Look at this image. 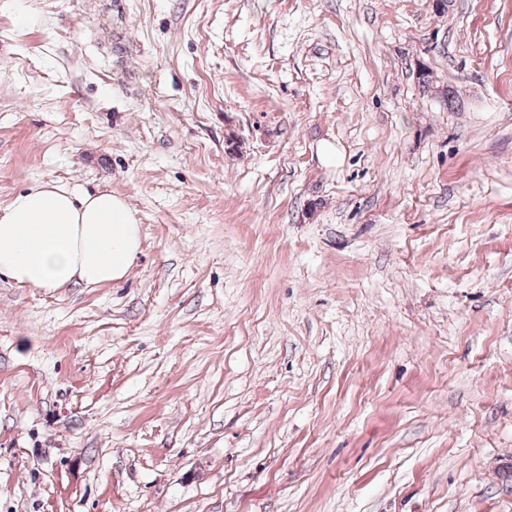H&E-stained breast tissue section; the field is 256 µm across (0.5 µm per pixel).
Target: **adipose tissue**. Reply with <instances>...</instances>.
Returning a JSON list of instances; mask_svg holds the SVG:
<instances>
[{
    "label": "adipose tissue",
    "instance_id": "1",
    "mask_svg": "<svg viewBox=\"0 0 512 512\" xmlns=\"http://www.w3.org/2000/svg\"><path fill=\"white\" fill-rule=\"evenodd\" d=\"M141 245L126 202L111 191L40 182L0 208V275L53 291L124 279Z\"/></svg>",
    "mask_w": 512,
    "mask_h": 512
}]
</instances>
